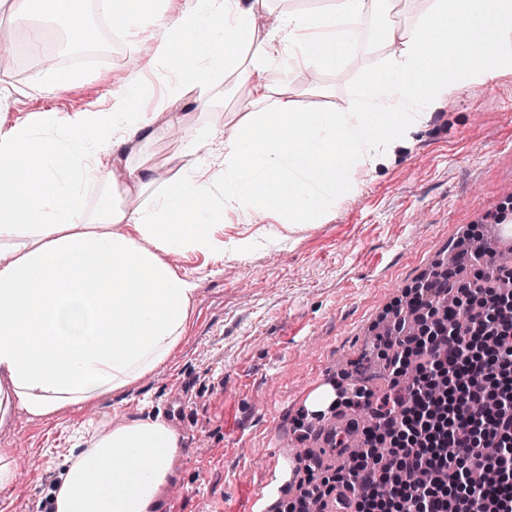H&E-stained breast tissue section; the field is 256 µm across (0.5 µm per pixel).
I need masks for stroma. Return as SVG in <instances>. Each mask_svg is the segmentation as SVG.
<instances>
[{"label":"stroma","mask_w":512,"mask_h":512,"mask_svg":"<svg viewBox=\"0 0 512 512\" xmlns=\"http://www.w3.org/2000/svg\"><path fill=\"white\" fill-rule=\"evenodd\" d=\"M123 57L63 62L77 81L45 88L39 64L0 71V122L35 113L106 111L112 73L134 70L139 39H124ZM378 62L373 51L307 82L289 80L305 107L345 108L357 79ZM328 96L315 93V86ZM205 112L188 105L162 114L147 147L168 176L182 172L172 144L178 120L231 129L245 90L235 81L210 91ZM512 72L436 108L390 167L366 177L362 193L340 203L331 220L291 234L247 259H173L198 285L185 336L167 363L121 393L81 410L35 419L14 409L0 423V448L18 460L17 486L6 512H35L57 480L81 422L160 414L180 437L175 477L159 512H234L265 478L272 453L302 446L297 431L308 392L323 381L351 383L364 369L380 375L372 327L406 304L434 261L459 248L471 225L494 220L512 204Z\"/></svg>","instance_id":"obj_1"}]
</instances>
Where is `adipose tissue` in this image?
Segmentation results:
<instances>
[{
  "instance_id": "obj_1",
  "label": "adipose tissue",
  "mask_w": 512,
  "mask_h": 512,
  "mask_svg": "<svg viewBox=\"0 0 512 512\" xmlns=\"http://www.w3.org/2000/svg\"><path fill=\"white\" fill-rule=\"evenodd\" d=\"M396 0H323L272 13L271 0H98L110 23L152 47L115 80L105 112H43L0 130V422L13 408L50 418L122 392L156 372L183 338L197 292L169 258L244 257L263 243L328 221L364 175L395 160L449 97L512 71V0H428L410 25H386L381 61L348 107L305 110L292 69L333 71L361 47L363 23ZM30 40L62 24L76 43L80 0H12ZM276 22L259 29L261 16ZM481 25L484 54L470 49ZM248 100L231 132L184 128L177 178L132 164L158 115L228 77ZM160 191L135 205L150 185ZM96 188L95 205L86 201ZM271 218L261 235L224 243V223ZM60 464L54 512H156L175 476L179 436L162 416L79 429ZM112 473L104 484V473Z\"/></svg>"
}]
</instances>
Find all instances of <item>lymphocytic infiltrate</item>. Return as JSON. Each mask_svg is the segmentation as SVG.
I'll return each instance as SVG.
<instances>
[{
  "mask_svg": "<svg viewBox=\"0 0 512 512\" xmlns=\"http://www.w3.org/2000/svg\"><path fill=\"white\" fill-rule=\"evenodd\" d=\"M473 279L425 278L409 305L432 320L426 336L382 338L378 350L390 368L382 394L339 387L347 405L367 411L362 446L330 473L305 466L306 487L284 512H310L313 501L349 486L351 512H366L388 496L391 512H512V290L502 275L480 269ZM453 294L456 305L440 306ZM480 304V316L457 313ZM497 453H486L487 444ZM495 472L496 484L478 475Z\"/></svg>",
  "mask_w": 512,
  "mask_h": 512,
  "instance_id": "obj_1",
  "label": "lymphocytic infiltrate"
}]
</instances>
